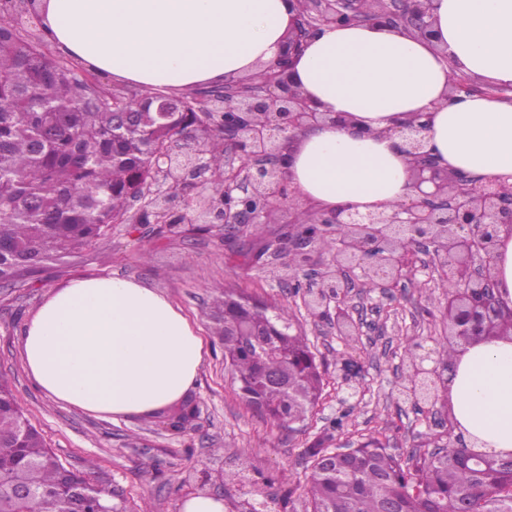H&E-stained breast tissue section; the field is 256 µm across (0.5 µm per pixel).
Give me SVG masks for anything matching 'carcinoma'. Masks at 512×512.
I'll return each mask as SVG.
<instances>
[{"label": "carcinoma", "instance_id": "1", "mask_svg": "<svg viewBox=\"0 0 512 512\" xmlns=\"http://www.w3.org/2000/svg\"><path fill=\"white\" fill-rule=\"evenodd\" d=\"M49 44L45 32H22L0 13V288H34L48 264L96 247L112 224L128 220L131 192L153 184L156 158L198 132L207 167L224 175V133L209 113L191 110L174 123L154 113L144 123L138 113L118 125L112 96ZM160 95L117 93L143 103ZM210 318L241 398L269 419L305 422L323 383L288 312L226 289ZM197 412L188 397L154 417L182 432ZM305 453V512H512V467L452 440L405 460L373 434L344 456L319 441ZM71 474L0 373V512H74L62 491ZM20 486L30 499L17 497ZM102 507L126 512L105 489L83 504L88 512Z\"/></svg>", "mask_w": 512, "mask_h": 512}]
</instances>
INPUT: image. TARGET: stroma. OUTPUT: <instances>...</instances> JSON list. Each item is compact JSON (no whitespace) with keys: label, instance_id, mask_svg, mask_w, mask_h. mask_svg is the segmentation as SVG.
<instances>
[{"label":"stroma","instance_id":"1","mask_svg":"<svg viewBox=\"0 0 512 512\" xmlns=\"http://www.w3.org/2000/svg\"><path fill=\"white\" fill-rule=\"evenodd\" d=\"M290 218L289 210L274 212L257 236L235 240L225 239L220 224H116L96 248L48 268L40 287L0 288V372L10 378L46 445L73 471L94 462L93 481L118 492L128 512H181L186 490L205 467L226 473L224 498L231 512L242 500L260 497L269 512H284L289 497L303 504L309 473L304 450L345 411L350 417L333 447L357 445L373 432L403 455L440 445L436 421L446 415L447 404H425L403 387L413 372L405 350L413 349L424 368H438L448 334V292L432 273V254L419 251L415 283L385 293L349 289L338 322L331 324L312 316L288 286L294 275L304 286H316L324 258L320 251L304 260L290 253ZM274 238L282 244L279 252L244 259L248 248ZM84 275L133 279L163 291L204 336L206 354L190 391L199 409L194 430L174 434L148 417L112 420L79 412L27 375L21 349L27 320L53 289ZM227 288L287 308L294 328L310 339L324 387L306 425L263 417L236 395L208 317L213 298ZM242 451L251 471L275 474L277 483L244 486L235 480V455Z\"/></svg>","mask_w":512,"mask_h":512}]
</instances>
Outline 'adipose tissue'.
<instances>
[{
	"label": "adipose tissue",
	"instance_id": "adipose-tissue-1",
	"mask_svg": "<svg viewBox=\"0 0 512 512\" xmlns=\"http://www.w3.org/2000/svg\"><path fill=\"white\" fill-rule=\"evenodd\" d=\"M48 39L101 76L180 92L220 82L279 52L290 0H43ZM428 41L378 23L324 28L292 81L325 123L284 149L282 165L312 208L365 213L415 196L394 125L425 112V149L443 167L512 191V103L491 92L446 96L454 79L512 86V0H434ZM25 370L57 401L90 414L143 417L194 385L204 341L162 292L110 276L53 290L21 336ZM448 403L475 451L512 453V340L490 337L451 360Z\"/></svg>",
	"mask_w": 512,
	"mask_h": 512
}]
</instances>
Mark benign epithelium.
Returning <instances> with one entry per match:
<instances>
[{
  "mask_svg": "<svg viewBox=\"0 0 512 512\" xmlns=\"http://www.w3.org/2000/svg\"><path fill=\"white\" fill-rule=\"evenodd\" d=\"M294 18L283 50L262 65L258 76L244 74L207 94L211 112L224 129V145L234 161L224 168V202L197 195L195 215H177L174 192L192 186L206 171L202 148L182 146L162 156L159 174L169 191L144 193L131 199L140 210H154L167 224H222L228 231L259 224L279 205L294 196L281 164L286 143L320 122L339 124L343 116L318 112L309 98L290 79V65L312 35L343 23H385L428 38L435 23L433 0H291ZM192 101L186 96L157 100L155 112L165 118L185 112ZM117 123L124 125L138 102H112ZM263 112L260 126L250 116ZM427 124L410 121L399 126L406 152L413 159L412 184L418 196L392 209L361 213L344 208L314 211L310 223L326 224L342 231L335 253L318 274V287L307 290L308 311L324 321L331 318L330 304L340 307L347 298L346 274L358 271L369 288H396L415 277V248L432 249L440 257L441 272L457 284L448 295L446 310L452 336H479L482 323L503 321L512 312L502 310L493 271L499 228L512 226V194L505 195L493 181H480L464 172L450 173L423 150ZM432 190L421 189L423 184ZM321 230H298L290 239L293 250L307 255L315 249ZM199 488L217 499L224 497L219 475L203 470Z\"/></svg>",
  "mask_w": 512,
  "mask_h": 512,
  "instance_id": "1",
  "label": "benign epithelium"
}]
</instances>
